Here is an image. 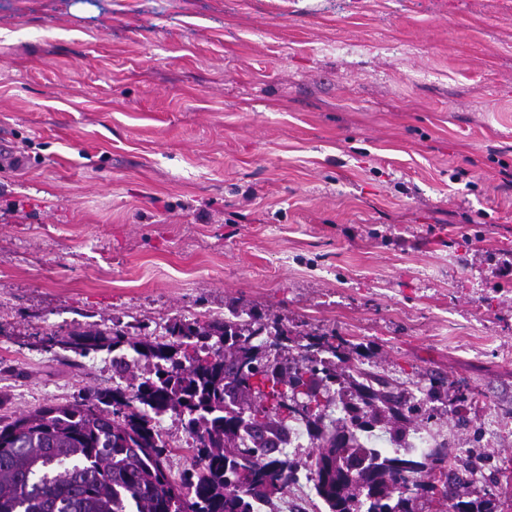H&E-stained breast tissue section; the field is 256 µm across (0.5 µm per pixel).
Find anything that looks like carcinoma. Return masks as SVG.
I'll return each mask as SVG.
<instances>
[{
  "instance_id": "obj_1",
  "label": "carcinoma",
  "mask_w": 512,
  "mask_h": 512,
  "mask_svg": "<svg viewBox=\"0 0 512 512\" xmlns=\"http://www.w3.org/2000/svg\"><path fill=\"white\" fill-rule=\"evenodd\" d=\"M169 342L127 341L93 327L67 334L80 355L105 350L118 374L129 368L128 345L155 360V378L125 388L99 389L81 403L48 404L0 420V512H254L294 480L295 464L279 451L290 422H302L318 448L314 482L329 512H415L416 495L448 501V512H490L461 499L468 466H448L444 446L425 457L406 449L382 454L371 445L378 427L401 447L407 425L423 415L398 386L362 372L359 356L340 354L336 337L299 345L291 364L264 361L253 339L290 341L275 320L226 319L206 327L181 320ZM217 338L213 355L205 343ZM329 354L339 368L323 357ZM346 378L344 416L329 427L331 387ZM183 417L194 462L180 482L166 473L167 448L154 417Z\"/></svg>"
}]
</instances>
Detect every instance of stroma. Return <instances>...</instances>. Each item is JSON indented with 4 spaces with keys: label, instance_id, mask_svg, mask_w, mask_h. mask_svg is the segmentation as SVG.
I'll return each mask as SVG.
<instances>
[{
    "label": "stroma",
    "instance_id": "obj_1",
    "mask_svg": "<svg viewBox=\"0 0 512 512\" xmlns=\"http://www.w3.org/2000/svg\"><path fill=\"white\" fill-rule=\"evenodd\" d=\"M508 254L512 0H0L1 420L117 383L72 327L256 313L412 385L512 512Z\"/></svg>",
    "mask_w": 512,
    "mask_h": 512
}]
</instances>
